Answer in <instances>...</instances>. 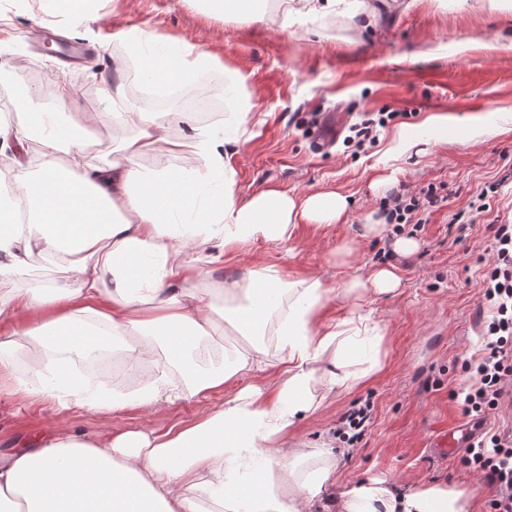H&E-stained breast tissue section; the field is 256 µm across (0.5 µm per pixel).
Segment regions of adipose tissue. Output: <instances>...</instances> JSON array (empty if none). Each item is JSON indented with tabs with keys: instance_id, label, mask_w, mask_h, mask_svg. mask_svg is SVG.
Here are the masks:
<instances>
[{
	"instance_id": "adipose-tissue-1",
	"label": "adipose tissue",
	"mask_w": 512,
	"mask_h": 512,
	"mask_svg": "<svg viewBox=\"0 0 512 512\" xmlns=\"http://www.w3.org/2000/svg\"><path fill=\"white\" fill-rule=\"evenodd\" d=\"M221 15L247 16L272 30L316 29L343 14L378 24L364 0H216ZM128 82L102 90L124 103L133 133L123 162L60 164V149L80 148L98 112L72 116L71 88L58 84L59 113L30 111L32 87L0 69V96L26 112L23 128L0 124V141L36 138L40 150L13 161V191L0 194V275L19 272L31 252L64 264L72 288H18L0 294V394L18 395L102 419L139 409L152 416L198 404L193 420L161 434L107 432L95 438L61 428L31 448L0 456V512H471L444 483L407 491L370 479L340 483L329 442L289 448L301 421L320 409L312 390L354 391L382 368L385 333L362 299L399 286L379 268L336 288L314 276L257 265L217 289L199 282L227 255L261 240L285 243L299 225L346 220L340 192L291 194L276 188L243 197L232 149L253 135L248 77L187 41L132 25L112 34ZM219 78L224 124L209 128L188 109H171L185 89ZM172 154L202 169L148 179L143 161ZM110 288H103V280ZM339 315H325L337 296ZM271 336L264 348L203 365L224 351L223 336ZM37 354L23 361V349ZM366 366L350 370L353 358ZM152 366L125 392L108 388L117 363ZM237 391L219 406L211 394ZM310 457L316 472L288 460Z\"/></svg>"
}]
</instances>
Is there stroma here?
Listing matches in <instances>:
<instances>
[{"label": "stroma", "mask_w": 512, "mask_h": 512, "mask_svg": "<svg viewBox=\"0 0 512 512\" xmlns=\"http://www.w3.org/2000/svg\"><path fill=\"white\" fill-rule=\"evenodd\" d=\"M369 3L380 14L378 25L362 28L331 16L317 38L215 16L201 0H100L94 33L77 25L64 31L71 42L100 51L68 64L34 48L33 35L47 19L38 0H7L0 6V23L10 30L0 40V59L13 61V76L24 85L49 86L55 75L65 76L78 112H102L101 90L117 76L104 43L122 26L187 40L248 75L261 122L233 154L242 194L269 187L295 194L337 190L348 197L349 216L347 223L328 227L300 225L288 245L258 242L225 259L208 286L259 264L335 285L380 266L393 269L399 288L366 297L386 332L382 370L353 392L331 394L302 422L297 440L312 444L335 438L346 412L370 405L364 434L338 458V480L377 478L404 489L442 481L464 491L473 512H489L491 492L464 466V451L444 460L429 448L466 419L456 394L469 380L464 362L478 356L479 331L490 317L479 296V278L492 225L512 223V131L483 132L499 113H512V0ZM391 111L397 117L378 129L375 143L360 148L346 143L350 125L364 113ZM431 115L448 118L447 139L430 144L426 155L411 151L397 160L394 188L372 189V180L385 172V151L394 135L425 137L423 122ZM128 132L121 116L104 114L85 138V156L101 165L121 161ZM428 187L446 203L414 232L416 252L398 253L392 234L359 238L367 214L386 216L390 191L416 194ZM479 201L485 202L484 211L476 210ZM347 242L355 244L357 257L341 266L336 249ZM73 285L66 266L39 253L20 273L0 277L1 293ZM197 409L183 404L150 417L129 409L106 423L91 413L0 394V455L63 425L87 437L108 427L161 434L192 419Z\"/></svg>", "instance_id": "obj_1"}]
</instances>
